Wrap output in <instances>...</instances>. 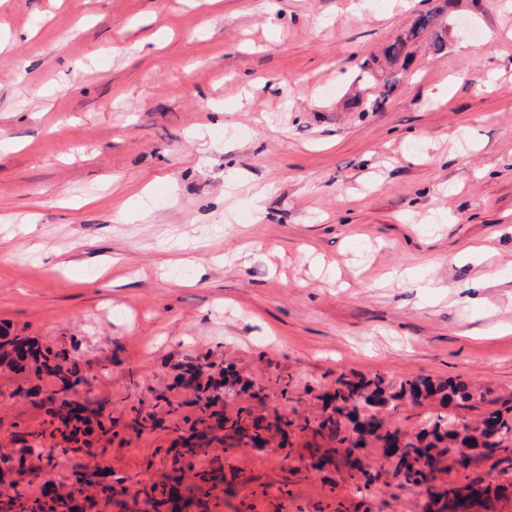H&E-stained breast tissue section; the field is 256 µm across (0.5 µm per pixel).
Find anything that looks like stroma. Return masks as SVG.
<instances>
[{
    "instance_id": "35a3bbf8",
    "label": "stroma",
    "mask_w": 512,
    "mask_h": 512,
    "mask_svg": "<svg viewBox=\"0 0 512 512\" xmlns=\"http://www.w3.org/2000/svg\"><path fill=\"white\" fill-rule=\"evenodd\" d=\"M261 3L0 0V321L72 347L112 420L94 463L125 485L166 483L173 429L198 413L176 378L197 357L264 393L225 389V416L290 424L221 451L212 512H423L380 442L356 451L376 477L362 489L312 467L311 430L341 378H451L512 403V43L495 38L512 11L429 0L445 48L421 35L387 94L362 65L416 9ZM10 390L0 436L44 419ZM135 407L163 428L129 429ZM485 409L378 415L407 438Z\"/></svg>"
}]
</instances>
